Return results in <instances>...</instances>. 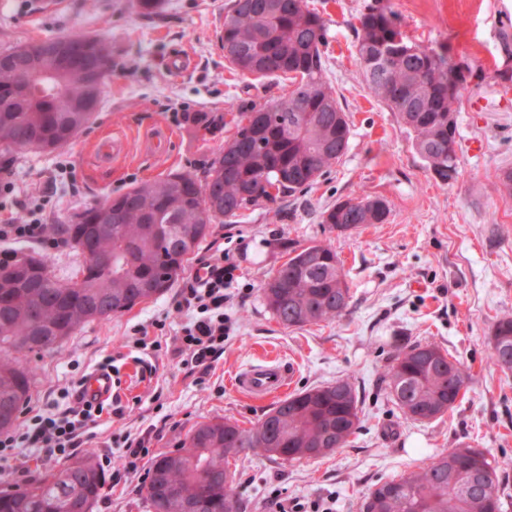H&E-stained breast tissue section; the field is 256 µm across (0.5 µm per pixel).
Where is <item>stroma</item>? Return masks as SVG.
<instances>
[{"label": "stroma", "mask_w": 512, "mask_h": 512, "mask_svg": "<svg viewBox=\"0 0 512 512\" xmlns=\"http://www.w3.org/2000/svg\"><path fill=\"white\" fill-rule=\"evenodd\" d=\"M328 22L327 78L351 122L342 160L311 188L264 204L238 223L213 224L189 260L225 250L237 278L224 311L233 331L224 354L203 379L186 375L175 360L133 345L135 331L157 320L167 333L185 321L174 308L177 288L132 310L79 329L64 345L37 356L38 378L24 411H48L66 389L104 360L112 362V392L123 418L103 414L92 448L120 468L127 435L151 428L154 454L177 448L198 422L222 417L250 427L266 404L240 395L236 373L278 357L295 365V390L353 376L362 402L361 427L332 456L291 464L262 452L233 459L242 512H360L374 485L428 463L467 443L487 449L509 467L495 492L512 512V372L490 360L488 336L497 315L512 313V196L496 176L512 171V0H389L406 34L447 48L452 61L473 67L456 115L462 174L437 183L411 146L404 127L373 97L355 60L357 15L367 0H308ZM225 0H165L153 16L131 0H58L40 12L37 0H0V49L73 30L112 47V75L94 123L51 154L0 151L10 165L14 195L25 202L46 196L58 224L113 194L171 171L203 174L233 132L231 116L279 96L277 80H255L230 70L215 36ZM188 65L171 69V55ZM183 112L211 119L210 127L180 120ZM105 133L124 139L116 156L92 146ZM70 163V176L57 172ZM387 201L386 223L341 233L321 224V213L347 198ZM332 245L344 267L351 299L336 322L288 329L266 309L260 289L290 251ZM438 343L470 374L468 390L452 411L429 423L406 421L387 396L382 378L398 347ZM160 402H153V395ZM63 462L22 451L0 467V481L21 484L44 477ZM146 469L125 485L105 486L94 512H147Z\"/></svg>", "instance_id": "35a3bbf8"}]
</instances>
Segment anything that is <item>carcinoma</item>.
I'll use <instances>...</instances> for the list:
<instances>
[{"label":"carcinoma","mask_w":512,"mask_h":512,"mask_svg":"<svg viewBox=\"0 0 512 512\" xmlns=\"http://www.w3.org/2000/svg\"><path fill=\"white\" fill-rule=\"evenodd\" d=\"M356 45L363 79L371 93L405 127L414 151L432 178L444 185L461 175L457 127L448 117L459 111L471 68L461 69L443 46H424L402 30L399 15L374 0L357 16ZM62 39L85 51L63 64L38 55L28 60L30 93L15 98L16 74L0 67V101L15 99L14 112H0V149L52 153L87 130L95 117L81 111L86 71L112 62L108 43L74 31ZM232 42L248 57L266 61L257 78H283L285 93L267 102L271 110L262 134L250 137L251 107L234 117L236 130L211 160L203 177L169 173L131 186L110 198L120 212L117 224L100 225L99 205L85 208L61 233L79 248L92 239L94 252L112 257V269L83 262L68 280L56 278L36 253L0 263V432L14 428L38 375L29 355L53 351L87 323L121 314L165 293L183 272L189 256L208 236L211 224L237 222L244 212L275 197L265 183H277L291 196L313 185L349 148L352 128L325 77L327 21L307 0H228L221 42ZM459 71L461 87L448 93V77ZM68 105L70 112L60 108ZM408 107L420 109L411 118ZM42 133L27 141L26 129ZM231 161L237 179H224ZM210 190L216 209L199 207L196 193ZM365 210L344 209L345 201L322 212L321 223L341 233L382 224L385 200L364 197ZM288 258L262 288L265 307L283 326L303 327L339 318L350 287L342 262L329 244L314 243ZM491 360L512 371V315L501 314L489 336ZM427 351L429 359L420 358ZM390 400L414 421L435 420L467 391L463 363L434 343L399 348L384 375ZM347 394L339 399L336 387ZM361 399L352 377L304 389L277 401L249 428L224 419L197 424L179 447L150 465L144 490L150 512L173 493L182 501H201L205 512H242L237 481L228 458L260 450L272 459L310 461L345 446L359 429ZM499 462L483 448H453L398 478L375 485L361 512H502L494 486ZM486 474L489 489L461 493V481ZM106 474L89 452L50 476L24 485L0 486V512H93Z\"/></svg>","instance_id":"1"}]
</instances>
